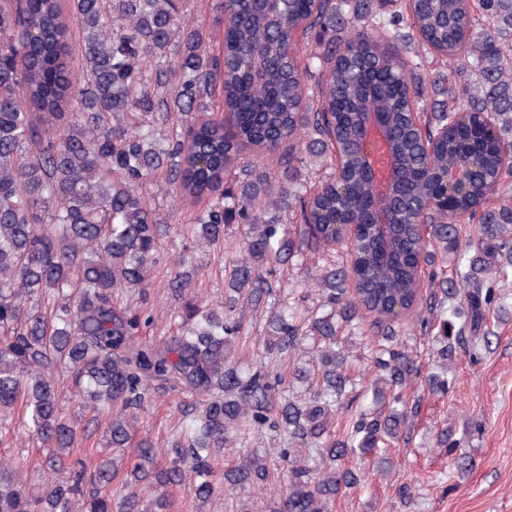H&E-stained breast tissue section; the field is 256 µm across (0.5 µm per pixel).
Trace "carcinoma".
Returning <instances> with one entry per match:
<instances>
[{"instance_id": "cac0c4a2", "label": "carcinoma", "mask_w": 512, "mask_h": 512, "mask_svg": "<svg viewBox=\"0 0 512 512\" xmlns=\"http://www.w3.org/2000/svg\"><path fill=\"white\" fill-rule=\"evenodd\" d=\"M211 0L222 52L187 21L192 0H9L0 6V445L20 434L45 451L43 490L34 495L21 462L0 464V512H140L139 493L190 484L205 503L270 488L268 456L249 449L262 432L280 438L286 494L274 512H331L342 490L394 468L414 435L421 397L444 396L460 356L491 350L485 329L512 269V0ZM371 28L336 40L342 6ZM443 62L448 81L469 78L448 110L414 99L440 77L409 64L416 43ZM318 66L314 86L307 73ZM224 121L211 118L212 87ZM381 112L389 135L366 153L362 114ZM433 141L425 153L423 136ZM252 146L286 166L275 184ZM386 156L389 192L374 193L366 164ZM344 160L336 187V155ZM312 158L326 170L301 183ZM463 182L448 188V166ZM152 184L175 208L208 198L190 214L191 235L211 245L244 226L231 293L214 307L189 297L199 266L184 254L169 289L170 319L183 331L159 344L133 338L155 317L114 303L150 285L168 218L149 205ZM438 206L419 228L418 205ZM479 224L460 245L456 219ZM386 241L374 235L378 209ZM338 224L359 233L334 260ZM454 254V273L437 259ZM310 265L317 304L283 303L268 324L266 352L248 371L234 359L247 322L284 290L276 270ZM432 342L426 372L407 335ZM360 338L374 370L363 384L348 340ZM82 408L107 418V443L125 448L153 397L152 382L184 390L180 431L165 448L140 441L135 462L77 448L56 377ZM26 417L19 432L15 410ZM347 428L335 434L333 420ZM445 427L433 447L458 453L467 436ZM243 448L213 479L224 447ZM170 457L169 465L157 459Z\"/></svg>"}]
</instances>
